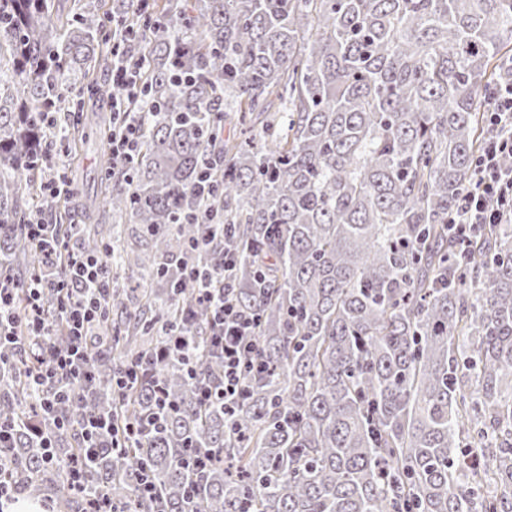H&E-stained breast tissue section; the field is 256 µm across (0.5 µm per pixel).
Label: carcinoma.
Masks as SVG:
<instances>
[{
    "mask_svg": "<svg viewBox=\"0 0 512 512\" xmlns=\"http://www.w3.org/2000/svg\"><path fill=\"white\" fill-rule=\"evenodd\" d=\"M130 15L148 36L139 149L108 171L112 190L58 238L107 253V343L92 376L44 413L35 362L0 349V450L20 495L54 512L107 498L120 512H512V223L468 243L448 223L475 182L489 94L512 54V0H165ZM112 67L101 19H63L61 0H0V279L26 304L45 267L28 240L25 187L50 180L49 132L78 85ZM239 134L224 136V125ZM127 217L141 245L100 236ZM205 219L216 237L207 246ZM237 261L230 301L255 316L266 362L234 412L197 390L224 378L211 312L187 273ZM61 297L43 306L68 343ZM187 346L157 361L167 336ZM194 371L187 372L185 360ZM140 366L120 391L112 377ZM161 385L175 406L156 430ZM110 418L82 488L83 419ZM214 457L202 472L190 454ZM152 475L156 497L136 476Z\"/></svg>",
    "mask_w": 512,
    "mask_h": 512,
    "instance_id": "obj_1",
    "label": "carcinoma"
}]
</instances>
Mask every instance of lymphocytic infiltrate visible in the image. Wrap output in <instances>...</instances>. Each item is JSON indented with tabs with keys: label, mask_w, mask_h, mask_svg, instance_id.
Returning a JSON list of instances; mask_svg holds the SVG:
<instances>
[{
	"label": "lymphocytic infiltrate",
	"mask_w": 512,
	"mask_h": 512,
	"mask_svg": "<svg viewBox=\"0 0 512 512\" xmlns=\"http://www.w3.org/2000/svg\"><path fill=\"white\" fill-rule=\"evenodd\" d=\"M487 114L491 134L474 161L475 188L466 194L461 212L449 226L452 234L462 241L469 240L478 225L502 223L505 211L512 210V170H505L502 164L505 157L512 156V77L498 84ZM112 117L121 128L112 141V159L120 164L132 159L138 150L142 115L126 110L123 100L116 98L112 101ZM27 234L48 259L62 253L68 257V272L64 277H56L47 270L32 275L23 314L32 329L28 346L40 347L42 337L51 335L53 330L52 320L41 306L42 297L49 291L63 297L62 313L70 328V342L65 349L45 351L42 369L30 381L31 387L38 391L48 383L58 384V391L42 401L44 411L49 413L68 399L67 381L89 370L86 340L104 320L102 297L112 282L98 256L79 253L66 242L56 243L49 225L42 220L29 224ZM233 263L231 255L221 254L216 266L199 276V292L194 298L196 304L210 307L211 345L224 358L223 381L202 385L198 398L205 403L221 401L228 407L238 403L243 394L245 372L264 364L256 346L255 318L225 298L229 287L225 273Z\"/></svg>",
	"instance_id": "f902f5d3"
}]
</instances>
